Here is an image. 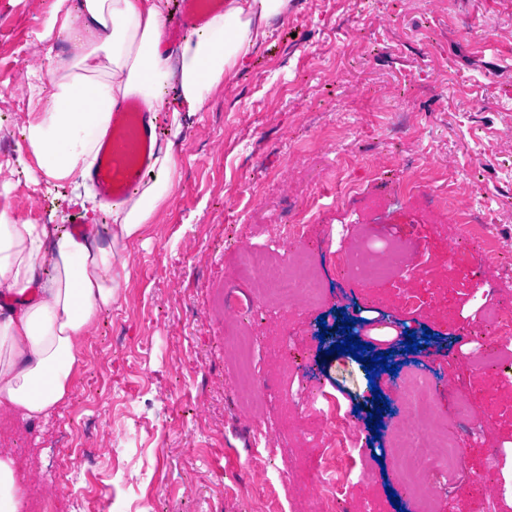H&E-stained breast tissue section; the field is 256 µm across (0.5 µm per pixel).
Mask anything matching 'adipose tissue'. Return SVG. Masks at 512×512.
Wrapping results in <instances>:
<instances>
[{
    "mask_svg": "<svg viewBox=\"0 0 512 512\" xmlns=\"http://www.w3.org/2000/svg\"><path fill=\"white\" fill-rule=\"evenodd\" d=\"M289 6L290 0H224L223 13L185 37L169 59L159 52L167 0H55L52 21L37 38H66L77 52L46 56L34 72L22 149L47 187L76 186L66 203L85 222L15 224L0 213L1 419L45 418L68 399L85 337L100 312L119 304L129 280L128 243L173 194L177 163L168 149L128 199L110 207L99 199L87 175L113 108L136 94L159 112L168 89H176L180 104L166 110L172 130L180 131L182 113L202 111L246 69L269 36V21ZM102 211L109 223H98ZM25 506L15 461L0 450V512Z\"/></svg>",
    "mask_w": 512,
    "mask_h": 512,
    "instance_id": "ef3b65f1",
    "label": "adipose tissue"
}]
</instances>
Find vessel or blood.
I'll list each match as a JSON object with an SVG mask.
<instances>
[{"label":"vessel or blood","mask_w":512,"mask_h":512,"mask_svg":"<svg viewBox=\"0 0 512 512\" xmlns=\"http://www.w3.org/2000/svg\"><path fill=\"white\" fill-rule=\"evenodd\" d=\"M223 10L224 0H176L166 37L178 41ZM158 135L154 114L140 97L115 106L98 161L89 173L104 203L122 201L140 186L153 161Z\"/></svg>","instance_id":"vessel-or-blood-1"}]
</instances>
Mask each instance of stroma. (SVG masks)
<instances>
[{
  "instance_id": "stroma-1",
  "label": "stroma",
  "mask_w": 512,
  "mask_h": 512,
  "mask_svg": "<svg viewBox=\"0 0 512 512\" xmlns=\"http://www.w3.org/2000/svg\"><path fill=\"white\" fill-rule=\"evenodd\" d=\"M53 7L0 0L13 135L46 53H74L37 40ZM161 132L174 192L130 247V280L93 324L69 399L0 427L26 492L55 512L79 497L98 512H320L318 465L343 448L338 512H512V381L474 369L456 343L482 305L512 315V0H292L249 68L180 135ZM342 167L355 196L340 193ZM44 200L47 223L79 215L23 172L18 144L0 151V211L23 224ZM304 205V236L288 240ZM466 224L483 237L460 250ZM395 239L411 255L402 271L348 275L353 252ZM269 248L306 256L319 299L246 307L255 282L238 275L240 255ZM346 316L392 348L388 372L370 380L353 356L325 354L319 320ZM412 331L418 347L403 352ZM418 377L462 450L425 498L407 491L398 446ZM381 397L376 431L366 419ZM66 423L95 443L93 461H73L68 496L54 455Z\"/></svg>"
}]
</instances>
